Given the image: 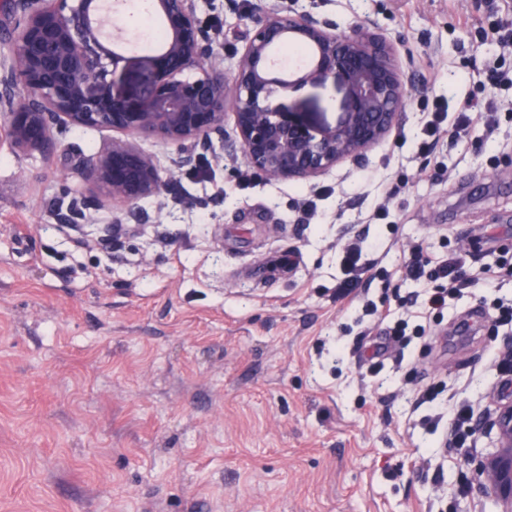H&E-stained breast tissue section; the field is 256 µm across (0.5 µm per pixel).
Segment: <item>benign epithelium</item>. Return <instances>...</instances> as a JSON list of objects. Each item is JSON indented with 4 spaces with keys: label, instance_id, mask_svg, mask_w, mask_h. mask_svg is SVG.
Instances as JSON below:
<instances>
[{
    "label": "benign epithelium",
    "instance_id": "1",
    "mask_svg": "<svg viewBox=\"0 0 512 512\" xmlns=\"http://www.w3.org/2000/svg\"><path fill=\"white\" fill-rule=\"evenodd\" d=\"M197 0H156L166 38L155 54L128 57L108 40L124 0H12L16 47L0 62V87L16 84L25 103L0 114L11 147L19 153L52 154L53 130L93 127L113 133L76 169L87 194L58 214L64 224H83L90 211L120 206L96 245L112 249L119 224H149L155 217L140 202L159 198L174 171H163L140 149L139 139L176 147L178 168L215 154V142L231 140L244 162L268 180H316L341 162L360 163L383 140L404 109L406 89L393 47L371 26L346 35L336 23L298 0L274 3L252 18L230 77L216 62V36L196 13ZM288 44L310 49L309 64L296 72L277 67L276 52ZM135 71L139 90L116 84L117 71ZM331 82L347 89L341 119L314 126L282 108L277 99L307 84ZM232 131H227V121ZM481 431L493 432L500 451L478 465L480 492L496 512H512V400L480 414Z\"/></svg>",
    "mask_w": 512,
    "mask_h": 512
}]
</instances>
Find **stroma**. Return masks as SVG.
Instances as JSON below:
<instances>
[{
	"mask_svg": "<svg viewBox=\"0 0 512 512\" xmlns=\"http://www.w3.org/2000/svg\"><path fill=\"white\" fill-rule=\"evenodd\" d=\"M272 2L197 0L223 68ZM319 2L338 33L372 22L404 66L403 119L363 163L244 181L229 144L178 170L175 146L142 141L175 178L142 203L155 222L107 255L55 220L107 132L56 133L46 159L0 130V512H490L458 486L491 438L460 454L425 418L512 398L489 367L512 336L497 320L512 305V89L486 81L512 69L489 33L505 0ZM429 92L496 97L498 136L421 154ZM346 98L327 83L282 104L332 125ZM361 230L376 266L348 305L336 287ZM415 243L465 260L472 285L442 310L424 306L433 282L404 277Z\"/></svg>",
	"mask_w": 512,
	"mask_h": 512,
	"instance_id": "stroma-1",
	"label": "stroma"
}]
</instances>
